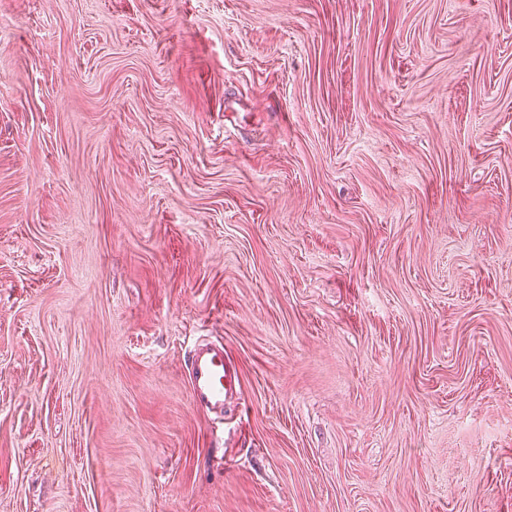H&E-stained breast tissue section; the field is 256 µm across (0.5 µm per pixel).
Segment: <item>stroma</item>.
Returning <instances> with one entry per match:
<instances>
[{
    "label": "stroma",
    "instance_id": "1",
    "mask_svg": "<svg viewBox=\"0 0 512 512\" xmlns=\"http://www.w3.org/2000/svg\"><path fill=\"white\" fill-rule=\"evenodd\" d=\"M0 512H512V0H0ZM192 404L215 416L224 417V400L238 383V373L222 343L203 341L185 363Z\"/></svg>",
    "mask_w": 512,
    "mask_h": 512
}]
</instances>
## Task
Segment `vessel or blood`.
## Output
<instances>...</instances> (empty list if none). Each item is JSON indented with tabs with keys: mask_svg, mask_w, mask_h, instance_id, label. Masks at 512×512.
I'll return each mask as SVG.
<instances>
[{
	"mask_svg": "<svg viewBox=\"0 0 512 512\" xmlns=\"http://www.w3.org/2000/svg\"><path fill=\"white\" fill-rule=\"evenodd\" d=\"M192 404L223 418L224 400L238 383V373L223 344L204 341L197 344L185 363Z\"/></svg>",
	"mask_w": 512,
	"mask_h": 512,
	"instance_id": "vessel-or-blood-1",
	"label": "vessel or blood"
}]
</instances>
